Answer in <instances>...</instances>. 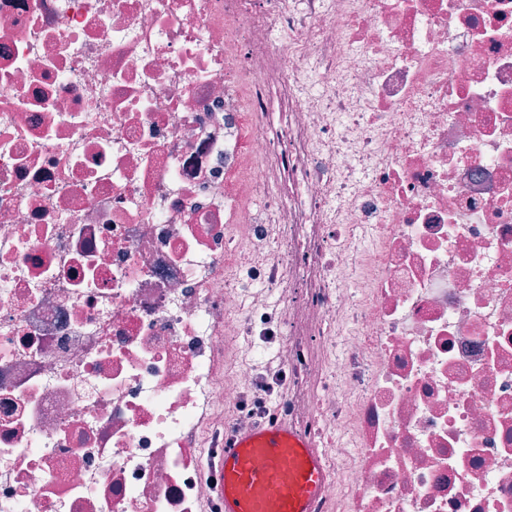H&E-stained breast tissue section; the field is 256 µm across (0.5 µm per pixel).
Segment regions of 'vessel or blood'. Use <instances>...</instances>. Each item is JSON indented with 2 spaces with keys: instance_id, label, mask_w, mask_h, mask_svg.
Masks as SVG:
<instances>
[{
  "instance_id": "obj_1",
  "label": "vessel or blood",
  "mask_w": 512,
  "mask_h": 512,
  "mask_svg": "<svg viewBox=\"0 0 512 512\" xmlns=\"http://www.w3.org/2000/svg\"><path fill=\"white\" fill-rule=\"evenodd\" d=\"M219 472L223 512H313L332 476L315 442L282 420L233 436Z\"/></svg>"
}]
</instances>
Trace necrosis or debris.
I'll list each match as a JSON object with an SVG mask.
<instances>
[{"label": "necrosis or debris", "mask_w": 512, "mask_h": 512, "mask_svg": "<svg viewBox=\"0 0 512 512\" xmlns=\"http://www.w3.org/2000/svg\"><path fill=\"white\" fill-rule=\"evenodd\" d=\"M272 419L314 512H512V0H0V512Z\"/></svg>", "instance_id": "4bbe7bcc"}]
</instances>
